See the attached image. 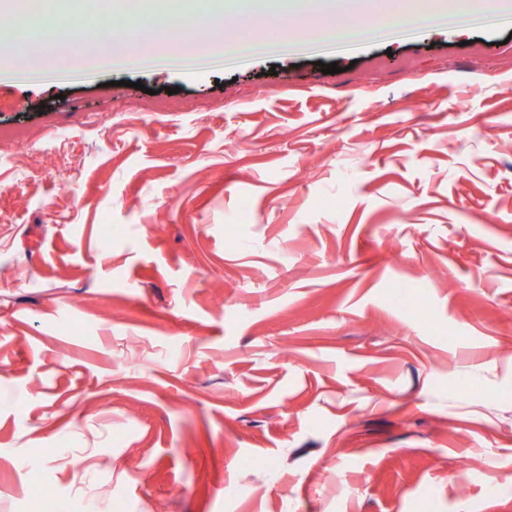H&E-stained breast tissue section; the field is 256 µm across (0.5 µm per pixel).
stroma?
I'll return each instance as SVG.
<instances>
[{"instance_id":"35a3bbf8","label":"stroma","mask_w":512,"mask_h":512,"mask_svg":"<svg viewBox=\"0 0 512 512\" xmlns=\"http://www.w3.org/2000/svg\"><path fill=\"white\" fill-rule=\"evenodd\" d=\"M511 259L512 21L0 81V512H512Z\"/></svg>"}]
</instances>
